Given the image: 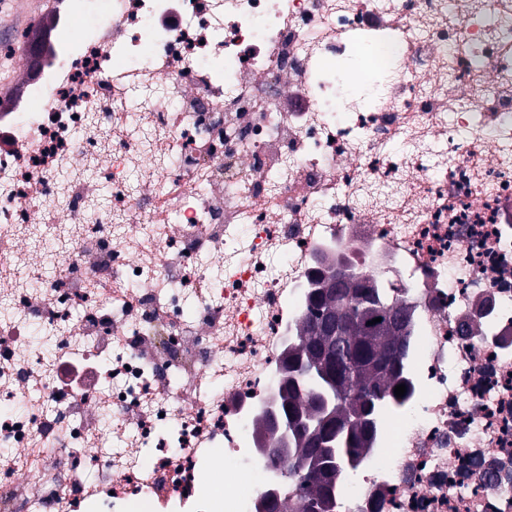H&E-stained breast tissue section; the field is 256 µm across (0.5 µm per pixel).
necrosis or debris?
Returning <instances> with one entry per match:
<instances>
[{
    "label": "necrosis or debris",
    "instance_id": "obj_1",
    "mask_svg": "<svg viewBox=\"0 0 512 512\" xmlns=\"http://www.w3.org/2000/svg\"><path fill=\"white\" fill-rule=\"evenodd\" d=\"M95 2L0 118V512H268L297 440L268 411L335 274L398 285L415 386L338 501L512 512V0ZM212 448L244 480L216 502Z\"/></svg>",
    "mask_w": 512,
    "mask_h": 512
}]
</instances>
